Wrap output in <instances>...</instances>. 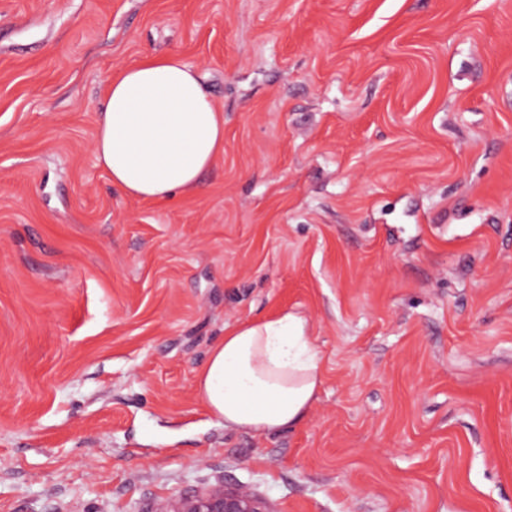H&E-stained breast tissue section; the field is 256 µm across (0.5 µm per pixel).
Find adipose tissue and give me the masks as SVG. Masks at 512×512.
<instances>
[{
    "label": "adipose tissue",
    "instance_id": "1",
    "mask_svg": "<svg viewBox=\"0 0 512 512\" xmlns=\"http://www.w3.org/2000/svg\"><path fill=\"white\" fill-rule=\"evenodd\" d=\"M94 151L126 194L167 199L223 153L224 113L181 57L147 55L110 81ZM321 383L309 322L294 311L225 328L197 374L211 415L257 434L299 426Z\"/></svg>",
    "mask_w": 512,
    "mask_h": 512
}]
</instances>
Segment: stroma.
Instances as JSON below:
<instances>
[{"label": "stroma", "instance_id": "1", "mask_svg": "<svg viewBox=\"0 0 512 512\" xmlns=\"http://www.w3.org/2000/svg\"><path fill=\"white\" fill-rule=\"evenodd\" d=\"M179 55L224 112L197 188L97 164L108 84ZM309 320L323 383L206 410L225 327ZM512 512V0H0V512ZM149 512H275L265 502L243 487L234 490L223 484L182 498H166L155 502Z\"/></svg>", "mask_w": 512, "mask_h": 512}]
</instances>
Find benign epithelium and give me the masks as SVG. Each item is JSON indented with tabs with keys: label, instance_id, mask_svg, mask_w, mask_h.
<instances>
[{
	"label": "benign epithelium",
	"instance_id": "benign-epithelium-1",
	"mask_svg": "<svg viewBox=\"0 0 512 512\" xmlns=\"http://www.w3.org/2000/svg\"><path fill=\"white\" fill-rule=\"evenodd\" d=\"M151 512H273L265 502L243 487L234 490L218 484L182 498L155 502Z\"/></svg>",
	"mask_w": 512,
	"mask_h": 512
}]
</instances>
